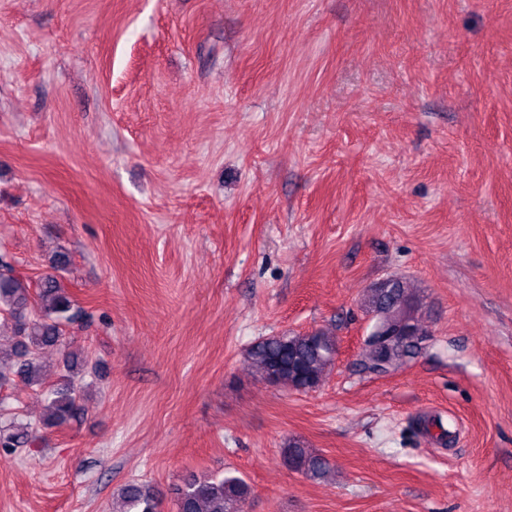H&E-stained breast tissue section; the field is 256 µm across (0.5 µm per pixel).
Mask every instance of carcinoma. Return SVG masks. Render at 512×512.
Masks as SVG:
<instances>
[{
  "instance_id": "cac0c4a2",
  "label": "carcinoma",
  "mask_w": 512,
  "mask_h": 512,
  "mask_svg": "<svg viewBox=\"0 0 512 512\" xmlns=\"http://www.w3.org/2000/svg\"><path fill=\"white\" fill-rule=\"evenodd\" d=\"M423 302L418 288L403 277H389L369 288L363 309L373 321L357 359L358 371L367 375L394 372L425 348ZM0 315L14 326L10 352L0 350V385L19 381L44 389L47 415L37 424L12 420L0 425V452L36 445L41 430L59 427L88 411L72 377L78 370L75 356L63 360L64 373L47 385L41 351L62 344L64 328L79 321L76 307L58 277L47 273L32 283L19 276L14 265L0 255ZM248 368L263 381L275 377L280 387L298 391L319 387L336 360V341L330 332L288 333L267 336L246 351ZM284 461L311 479L331 474L329 460L298 441L288 442ZM250 487L241 476H192L176 488L173 512H243ZM116 512H161V493L137 481L124 485Z\"/></svg>"
}]
</instances>
